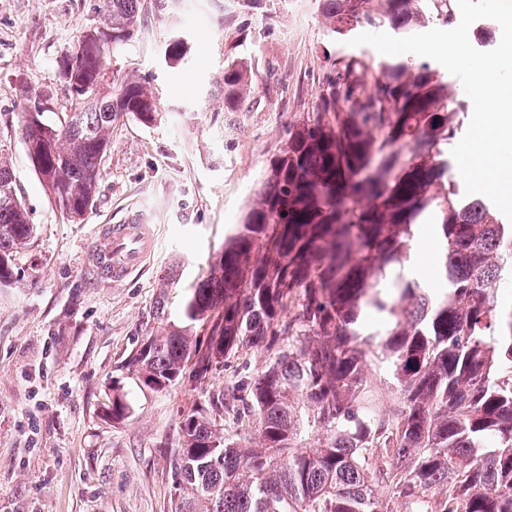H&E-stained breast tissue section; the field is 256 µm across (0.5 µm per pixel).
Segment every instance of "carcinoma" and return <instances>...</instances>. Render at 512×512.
Here are the masks:
<instances>
[{
  "instance_id": "cac0c4a2",
  "label": "carcinoma",
  "mask_w": 512,
  "mask_h": 512,
  "mask_svg": "<svg viewBox=\"0 0 512 512\" xmlns=\"http://www.w3.org/2000/svg\"><path fill=\"white\" fill-rule=\"evenodd\" d=\"M101 39L59 64L79 107L56 124L24 116L28 156L72 222L94 206L112 123L155 120L153 92L114 91L108 57L162 0H101ZM328 31L404 37L454 22L453 0H319ZM175 37L168 62L185 57ZM252 88L224 70V106ZM468 103L427 62L336 64L313 112L288 130L243 223L186 299L181 323L148 336L121 368L154 391L197 388L237 352L274 356L209 399L233 415L220 435L204 409L180 415L174 512H512V224L452 179ZM442 248L436 291L406 268L420 218ZM35 232L0 155V286ZM204 330L198 335V330ZM388 376L396 406L375 409L365 368ZM130 411L120 382L106 414Z\"/></svg>"
}]
</instances>
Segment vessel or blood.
Here are the masks:
<instances>
[{
  "label": "vessel or blood",
  "instance_id": "1",
  "mask_svg": "<svg viewBox=\"0 0 512 512\" xmlns=\"http://www.w3.org/2000/svg\"><path fill=\"white\" fill-rule=\"evenodd\" d=\"M101 246L91 251V261L100 282L119 284L151 254L154 227L138 210L129 211L123 223L104 225Z\"/></svg>",
  "mask_w": 512,
  "mask_h": 512
}]
</instances>
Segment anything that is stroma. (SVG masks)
I'll return each instance as SVG.
<instances>
[{"mask_svg": "<svg viewBox=\"0 0 512 512\" xmlns=\"http://www.w3.org/2000/svg\"><path fill=\"white\" fill-rule=\"evenodd\" d=\"M103 22L98 0H0V151L36 226L14 255L18 282L0 286V512H171L168 451L178 444L181 412L207 406L269 354L232 360L195 391L140 387L121 365L160 333L158 298L178 321L289 126L314 110L337 62L386 60L332 35L318 0H180L153 12L112 56L109 76L144 79L158 116L115 125L94 206L73 223L34 170L23 115L40 95L57 111L75 108L57 63ZM177 29L191 51L170 67L164 50ZM234 61L251 71L253 89L228 112L224 67ZM142 207L154 215L152 257L124 283L100 284L90 251L101 226ZM116 380L130 404L119 423L105 415Z\"/></svg>", "mask_w": 512, "mask_h": 512, "instance_id": "obj_1", "label": "stroma"}]
</instances>
